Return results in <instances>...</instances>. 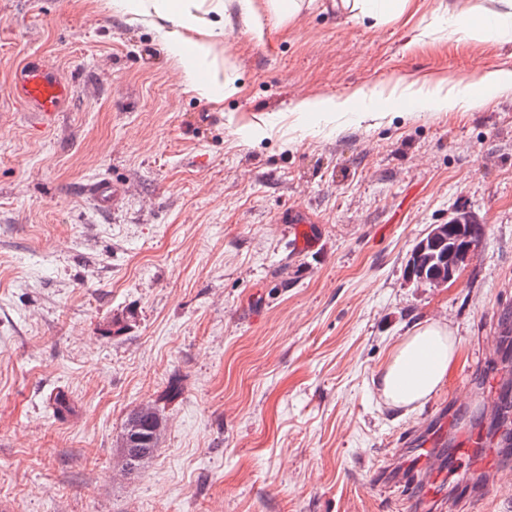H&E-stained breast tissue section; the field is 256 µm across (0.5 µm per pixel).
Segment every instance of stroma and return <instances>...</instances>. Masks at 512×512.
<instances>
[{
  "instance_id": "1",
  "label": "stroma",
  "mask_w": 512,
  "mask_h": 512,
  "mask_svg": "<svg viewBox=\"0 0 512 512\" xmlns=\"http://www.w3.org/2000/svg\"><path fill=\"white\" fill-rule=\"evenodd\" d=\"M262 41L234 7L199 66L239 91H185L150 24L110 0H0V512H411L375 486L387 449L444 404L495 428L512 376V89L426 112L412 83L481 88L512 40H461L438 17L501 0H412L382 23L297 0ZM75 82L53 126L15 98L14 68ZM333 98L332 120L294 112ZM122 195L102 209L100 181ZM320 240L295 251L290 215ZM484 235L448 284L407 261L433 225ZM459 338L441 387L388 406L378 378L420 324ZM73 411L54 414L51 394ZM165 427L119 471L130 413ZM153 411L154 408L150 404H143L138 410V412H140L141 414H145L140 417L139 426L141 434L148 437V440L142 445V448L146 450V462L153 456V453L158 447L160 440V436H157L153 431V428L157 423L158 417L156 418L155 413H153V415L146 414L151 413Z\"/></svg>"
}]
</instances>
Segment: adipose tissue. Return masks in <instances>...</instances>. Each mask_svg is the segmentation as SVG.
Segmentation results:
<instances>
[{
    "label": "adipose tissue",
    "instance_id": "obj_1",
    "mask_svg": "<svg viewBox=\"0 0 512 512\" xmlns=\"http://www.w3.org/2000/svg\"><path fill=\"white\" fill-rule=\"evenodd\" d=\"M112 5L135 20L157 17L155 32L180 59L184 86L198 96L210 97L211 85L201 81L196 62L210 55L213 38L222 28L219 22L197 15V0H112ZM448 26L453 34L470 40L502 37L512 30V7L485 17L461 9L449 13ZM187 46L193 51L189 59L183 52ZM457 345L453 331L440 323L415 327L400 337L379 377L385 402L406 408L429 398L454 363Z\"/></svg>",
    "mask_w": 512,
    "mask_h": 512
}]
</instances>
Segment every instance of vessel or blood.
Instances as JSON below:
<instances>
[{"label":"vessel or blood","instance_id":"vessel-or-blood-1","mask_svg":"<svg viewBox=\"0 0 512 512\" xmlns=\"http://www.w3.org/2000/svg\"><path fill=\"white\" fill-rule=\"evenodd\" d=\"M12 90L30 110L38 113L42 125H52L61 107L73 96L72 81L59 77L55 68L35 56L18 66L12 76ZM451 412L439 411L434 424L416 432L411 442L392 449L379 471L378 488L388 492L401 489L405 496L421 491L429 512H445L446 487L474 460L483 464V482L492 484L512 465L502 459L483 432H451Z\"/></svg>","mask_w":512,"mask_h":512}]
</instances>
